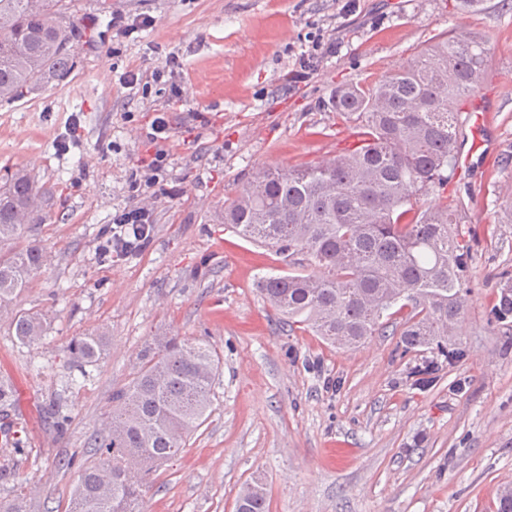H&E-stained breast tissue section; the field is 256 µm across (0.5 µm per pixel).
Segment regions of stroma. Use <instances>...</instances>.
I'll return each mask as SVG.
<instances>
[{"label": "stroma", "instance_id": "1", "mask_svg": "<svg viewBox=\"0 0 512 512\" xmlns=\"http://www.w3.org/2000/svg\"><path fill=\"white\" fill-rule=\"evenodd\" d=\"M85 27L69 45L62 80L0 102V176L23 169L51 189L45 223L24 240L47 261L0 311V378L16 386L0 427V496L22 488L27 512H68L78 485L69 457L116 408L136 357L153 337L201 338L223 364L206 422L160 466L138 512H235L242 486L261 480L268 512H496L512 484V329L488 322L512 278V224L496 203L512 197V8L485 0L461 15L451 0H68ZM151 27L139 28L142 18ZM484 37L493 101L488 145L468 181L451 179L471 250L462 343L440 380L415 388L421 354L395 336L356 349L285 326L256 286L288 263L224 224V204L269 167L327 158L353 137L330 102L341 84H371L406 64L435 35ZM329 45L309 75L297 59L313 38ZM161 82L129 90L131 69ZM181 99H172L171 86ZM169 115L167 156L155 188L136 183L150 124ZM76 122L74 135L66 126ZM154 201V233L141 253L102 257L112 216ZM39 311L50 328L24 344L14 313ZM106 333L91 378L70 384L69 342ZM467 379L464 393L449 384ZM60 400L57 432L42 411Z\"/></svg>", "mask_w": 512, "mask_h": 512}]
</instances>
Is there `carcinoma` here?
I'll return each instance as SVG.
<instances>
[{
	"instance_id": "cac0c4a2",
	"label": "carcinoma",
	"mask_w": 512,
	"mask_h": 512,
	"mask_svg": "<svg viewBox=\"0 0 512 512\" xmlns=\"http://www.w3.org/2000/svg\"><path fill=\"white\" fill-rule=\"evenodd\" d=\"M66 0H0V102L63 79L68 43L83 35ZM488 48L461 29L437 36L407 65L373 86H341L331 108L353 124L356 142L335 156L267 169L224 204V223L299 270L263 276L257 287L285 317L344 348L392 332L402 354H425L414 385L438 382L439 359L463 357L464 288L470 247L451 225L463 208L448 197L457 168L460 124L453 105L479 91ZM46 191L20 171L0 184V243L43 221ZM42 263L31 245L0 254V308L28 287ZM406 315L401 321L394 316ZM490 322L512 325V280L500 288ZM15 336L47 333L42 314L19 312ZM73 370L104 355V333L68 346ZM220 355L189 340L158 336L140 354L112 427L91 440L95 460L82 466L69 512H136L158 464L177 456L206 421ZM44 413L58 432L69 416L51 402ZM236 512H268L265 491L247 484Z\"/></svg>"
}]
</instances>
